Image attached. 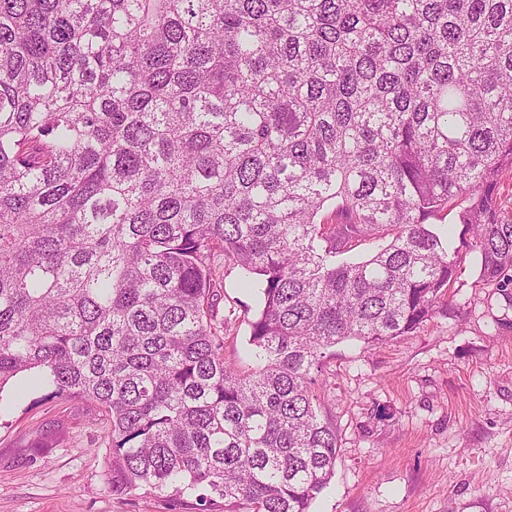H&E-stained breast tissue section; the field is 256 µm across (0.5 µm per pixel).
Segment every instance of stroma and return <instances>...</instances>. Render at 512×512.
Segmentation results:
<instances>
[{"instance_id":"35a3bbf8","label":"stroma","mask_w":512,"mask_h":512,"mask_svg":"<svg viewBox=\"0 0 512 512\" xmlns=\"http://www.w3.org/2000/svg\"><path fill=\"white\" fill-rule=\"evenodd\" d=\"M448 312L388 344L336 345L322 375L338 436L311 512H512V307L466 266ZM253 295L224 278V357L248 346ZM0 390V512H192L139 489L113 495L109 422L86 401Z\"/></svg>"}]
</instances>
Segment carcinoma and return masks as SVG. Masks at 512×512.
Here are the masks:
<instances>
[{"instance_id":"1","label":"carcinoma","mask_w":512,"mask_h":512,"mask_svg":"<svg viewBox=\"0 0 512 512\" xmlns=\"http://www.w3.org/2000/svg\"><path fill=\"white\" fill-rule=\"evenodd\" d=\"M468 259L512 304V0H0V390L100 406L112 493L310 512L330 349ZM237 269H227L224 278V317L227 331H224V358L226 361H237L248 347L249 327L243 321L246 308L256 307L253 295L243 293L238 288ZM231 310V312H230ZM243 365V364H240Z\"/></svg>"}]
</instances>
